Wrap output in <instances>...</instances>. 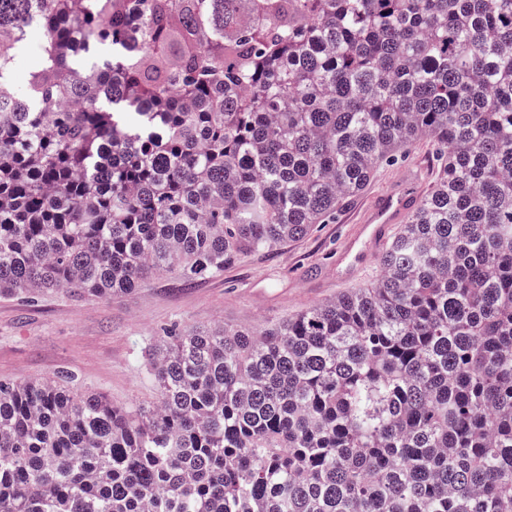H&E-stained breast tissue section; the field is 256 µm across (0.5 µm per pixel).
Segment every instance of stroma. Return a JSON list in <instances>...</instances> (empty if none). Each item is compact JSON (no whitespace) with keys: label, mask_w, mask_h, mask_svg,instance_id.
<instances>
[{"label":"stroma","mask_w":512,"mask_h":512,"mask_svg":"<svg viewBox=\"0 0 512 512\" xmlns=\"http://www.w3.org/2000/svg\"><path fill=\"white\" fill-rule=\"evenodd\" d=\"M441 157L422 138L377 168L360 194L307 236L253 251L216 276L187 282L174 273L146 279L129 295L76 298L64 290L34 300L0 296V379L22 382L64 375L74 392L92 390L114 407L150 406L160 398L150 373L155 345L169 326L266 329L379 277L372 264L356 280L336 279V255L370 197L415 172L429 190Z\"/></svg>","instance_id":"35a3bbf8"}]
</instances>
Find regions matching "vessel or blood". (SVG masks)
<instances>
[{
  "mask_svg": "<svg viewBox=\"0 0 512 512\" xmlns=\"http://www.w3.org/2000/svg\"><path fill=\"white\" fill-rule=\"evenodd\" d=\"M417 181V176H404L396 187L369 200L353 234L336 257L337 263L344 266L341 279L357 278L385 248L392 225L406 223L420 202Z\"/></svg>",
  "mask_w": 512,
  "mask_h": 512,
  "instance_id": "obj_1",
  "label": "vessel or blood"
}]
</instances>
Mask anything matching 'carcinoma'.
Returning a JSON list of instances; mask_svg holds the SVG:
<instances>
[{"label": "carcinoma", "instance_id": "carcinoma-1", "mask_svg": "<svg viewBox=\"0 0 512 512\" xmlns=\"http://www.w3.org/2000/svg\"><path fill=\"white\" fill-rule=\"evenodd\" d=\"M421 138L371 287L164 330L153 407L0 380V512H512V0H0L1 296L219 274Z\"/></svg>", "mask_w": 512, "mask_h": 512}]
</instances>
